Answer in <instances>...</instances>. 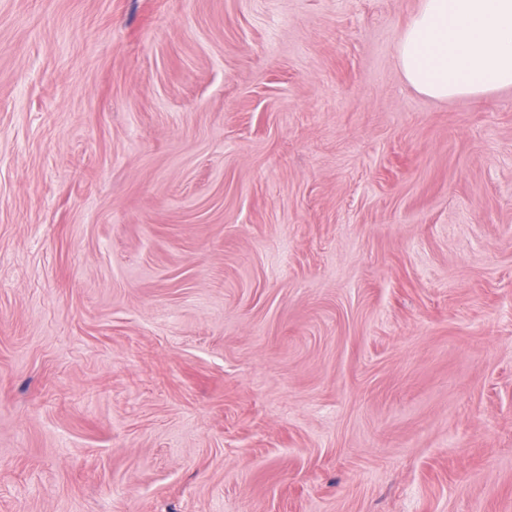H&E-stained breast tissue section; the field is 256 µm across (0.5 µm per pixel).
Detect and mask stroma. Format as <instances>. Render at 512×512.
I'll use <instances>...</instances> for the list:
<instances>
[{
  "mask_svg": "<svg viewBox=\"0 0 512 512\" xmlns=\"http://www.w3.org/2000/svg\"><path fill=\"white\" fill-rule=\"evenodd\" d=\"M419 0H0V512H512V88ZM396 50L407 84L431 98L512 87V0H420Z\"/></svg>",
  "mask_w": 512,
  "mask_h": 512,
  "instance_id": "1",
  "label": "stroma"
}]
</instances>
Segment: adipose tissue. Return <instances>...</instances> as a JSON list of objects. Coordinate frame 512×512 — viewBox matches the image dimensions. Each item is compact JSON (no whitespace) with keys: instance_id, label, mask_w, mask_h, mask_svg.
Wrapping results in <instances>:
<instances>
[{"instance_id":"1","label":"adipose tissue","mask_w":512,"mask_h":512,"mask_svg":"<svg viewBox=\"0 0 512 512\" xmlns=\"http://www.w3.org/2000/svg\"><path fill=\"white\" fill-rule=\"evenodd\" d=\"M396 50L407 84L435 99L512 87V0H420Z\"/></svg>"}]
</instances>
